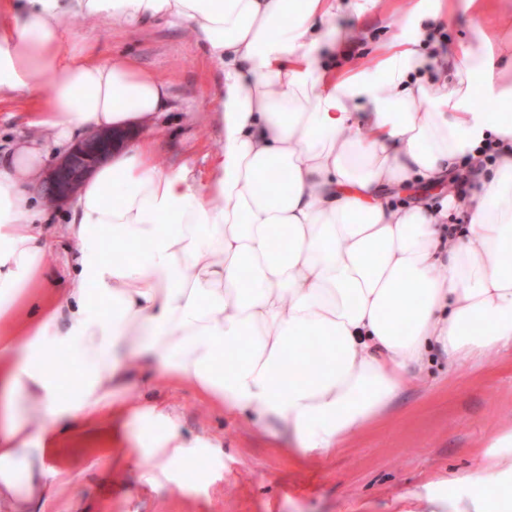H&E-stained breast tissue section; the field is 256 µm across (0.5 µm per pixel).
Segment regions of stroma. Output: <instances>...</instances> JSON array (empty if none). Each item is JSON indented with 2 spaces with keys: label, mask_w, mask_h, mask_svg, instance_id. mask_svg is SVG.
Here are the masks:
<instances>
[{
  "label": "stroma",
  "mask_w": 512,
  "mask_h": 512,
  "mask_svg": "<svg viewBox=\"0 0 512 512\" xmlns=\"http://www.w3.org/2000/svg\"><path fill=\"white\" fill-rule=\"evenodd\" d=\"M418 0H380L364 18L338 17L357 30V55L374 62L376 48L407 32ZM70 38L93 46L99 59L128 60L162 80L167 107L139 130L160 166H188L205 178L222 147L216 120L224 82L218 62L186 26L159 20L131 28L104 19L69 17ZM33 101L0 103V153L24 140H49L29 124ZM125 397L166 408L186 435L218 440L205 481L179 467L146 480L137 464L116 465L120 446L53 449L47 468L72 474L51 488L50 512H471L460 478L485 471L491 443L512 427V346L479 362L450 364L433 356L387 412L336 453L316 456L289 448L286 436L255 432L245 416L213 408L187 385L165 378L131 381Z\"/></svg>",
  "instance_id": "stroma-1"
}]
</instances>
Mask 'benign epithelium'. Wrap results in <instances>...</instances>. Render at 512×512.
Wrapping results in <instances>:
<instances>
[{
    "instance_id": "1",
    "label": "benign epithelium",
    "mask_w": 512,
    "mask_h": 512,
    "mask_svg": "<svg viewBox=\"0 0 512 512\" xmlns=\"http://www.w3.org/2000/svg\"><path fill=\"white\" fill-rule=\"evenodd\" d=\"M133 138L134 133L125 130L102 129L88 134L49 164L37 186L38 193L51 204H66L98 165Z\"/></svg>"
}]
</instances>
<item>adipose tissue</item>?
I'll return each mask as SVG.
<instances>
[{
	"instance_id": "ef3b65f1",
	"label": "adipose tissue",
	"mask_w": 512,
	"mask_h": 512,
	"mask_svg": "<svg viewBox=\"0 0 512 512\" xmlns=\"http://www.w3.org/2000/svg\"><path fill=\"white\" fill-rule=\"evenodd\" d=\"M489 2L415 8L375 65L340 69L351 33L337 17L378 0H0V99L30 96L33 126L59 145L137 126L167 97L130 62L65 41V17L189 26L224 73L205 182L160 167L146 140L86 178L65 217L63 296L44 286L56 250L35 205L47 148L34 138L0 156V512H48L46 454L112 442L116 416L165 424L147 471L206 463L211 437L122 398L131 354L142 379L191 386L326 454L431 354L478 361L512 344V57H495ZM460 9L473 41L421 52ZM494 69L485 94L499 109L485 112L474 77ZM466 161L481 167L475 195L398 202ZM452 209L465 223H449ZM110 241L128 245L122 259ZM465 483L480 512H512V467Z\"/></svg>"
}]
</instances>
